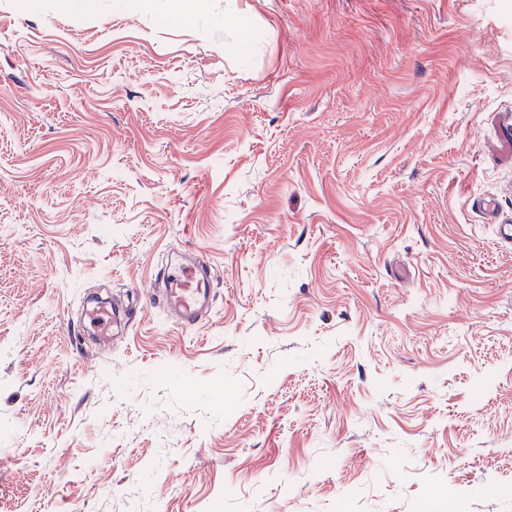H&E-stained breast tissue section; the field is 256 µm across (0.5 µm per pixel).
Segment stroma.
Returning a JSON list of instances; mask_svg holds the SVG:
<instances>
[{"instance_id":"stroma-1","label":"stroma","mask_w":512,"mask_h":512,"mask_svg":"<svg viewBox=\"0 0 512 512\" xmlns=\"http://www.w3.org/2000/svg\"><path fill=\"white\" fill-rule=\"evenodd\" d=\"M190 6L0 0V512H512V0ZM167 263L155 274L150 301L157 296L163 307L183 327H196L207 320L214 299L210 282L211 263L203 254L187 264ZM129 311H121L115 303L112 308L103 305L87 307L82 315L80 326L88 336H95L102 342L110 341L118 322L124 326L129 321Z\"/></svg>"}]
</instances>
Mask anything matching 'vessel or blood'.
<instances>
[{
	"instance_id": "b4317fda",
	"label": "vessel or blood",
	"mask_w": 512,
	"mask_h": 512,
	"mask_svg": "<svg viewBox=\"0 0 512 512\" xmlns=\"http://www.w3.org/2000/svg\"><path fill=\"white\" fill-rule=\"evenodd\" d=\"M211 263L196 255L186 264L165 265L155 274L151 293L161 300L166 311L184 328L195 327L207 319L214 293L210 282ZM128 312L116 307L93 305L82 315L81 329L100 341H110L118 322L128 321Z\"/></svg>"
}]
</instances>
